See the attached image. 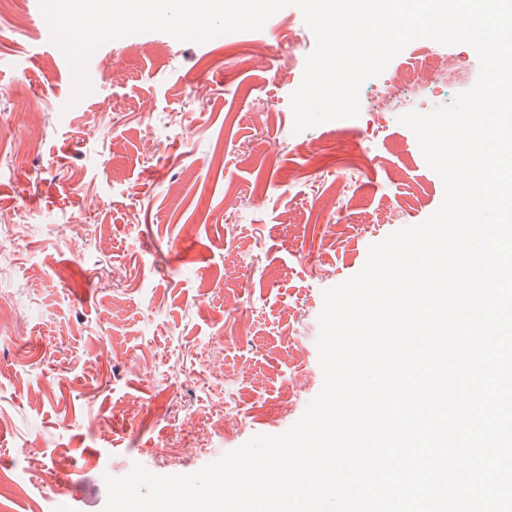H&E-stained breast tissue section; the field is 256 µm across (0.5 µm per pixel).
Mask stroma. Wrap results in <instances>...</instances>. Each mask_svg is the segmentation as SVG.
Here are the masks:
<instances>
[{"mask_svg": "<svg viewBox=\"0 0 512 512\" xmlns=\"http://www.w3.org/2000/svg\"><path fill=\"white\" fill-rule=\"evenodd\" d=\"M50 38L39 0H0V512H84L85 469L191 474L287 431L323 385L324 290L444 196L399 121L428 105L374 111L381 77L294 132L298 7L110 41L77 101Z\"/></svg>", "mask_w": 512, "mask_h": 512, "instance_id": "1", "label": "stroma"}]
</instances>
